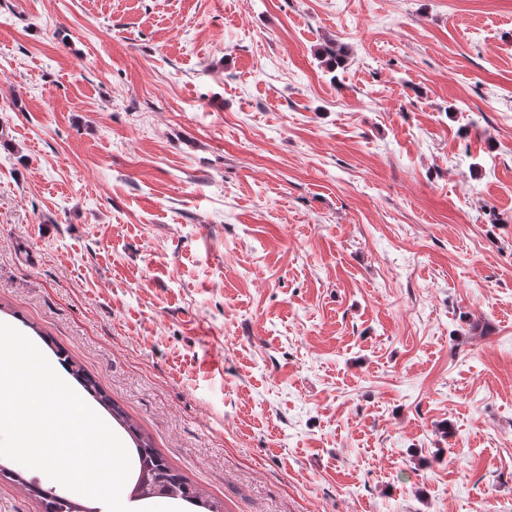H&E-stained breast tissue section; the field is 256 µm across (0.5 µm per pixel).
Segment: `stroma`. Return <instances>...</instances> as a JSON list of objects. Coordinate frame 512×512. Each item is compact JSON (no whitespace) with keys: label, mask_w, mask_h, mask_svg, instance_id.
Wrapping results in <instances>:
<instances>
[{"label":"stroma","mask_w":512,"mask_h":512,"mask_svg":"<svg viewBox=\"0 0 512 512\" xmlns=\"http://www.w3.org/2000/svg\"><path fill=\"white\" fill-rule=\"evenodd\" d=\"M0 322L221 512H512V0H0ZM323 63L332 72L344 70L349 60V50L346 45L338 40H332L318 51ZM54 352L59 363L80 381L85 391L91 397L96 399L101 405L108 407L116 417L121 415V412L116 408L111 399L101 390L96 381L89 377L80 366L76 367V363L71 361L70 356L63 348L57 346Z\"/></svg>","instance_id":"1"}]
</instances>
